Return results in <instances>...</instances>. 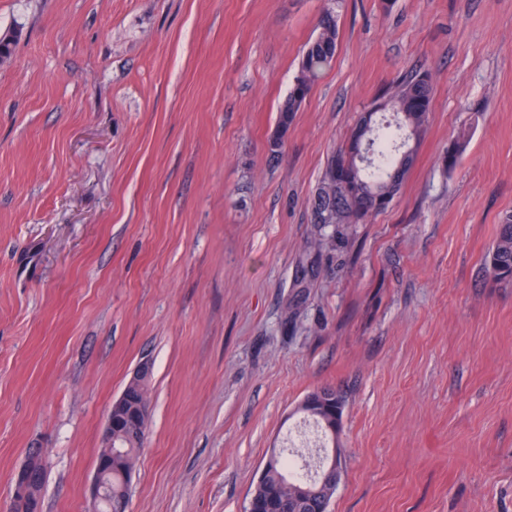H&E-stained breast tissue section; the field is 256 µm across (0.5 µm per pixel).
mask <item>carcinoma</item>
I'll return each instance as SVG.
<instances>
[{
	"mask_svg": "<svg viewBox=\"0 0 512 512\" xmlns=\"http://www.w3.org/2000/svg\"><path fill=\"white\" fill-rule=\"evenodd\" d=\"M319 34L303 52L299 75L288 97L280 106L274 136L269 141V150L276 154L288 135L296 112L306 100L312 84L321 71L336 55L338 32L335 15L327 10L318 21ZM431 103V85L425 72L415 71L405 75L392 90L373 104L380 112L391 113L394 120L386 125L377 123L370 112L360 118L351 134L347 147L340 148L328 161L311 201V210L318 202H327L330 213L326 217L313 219L322 226L341 224L350 227L363 224L379 212L376 200L392 202L399 193L410 166L404 162L409 142L420 139L428 123ZM487 272L495 279L512 278V215L503 218L499 233L490 255ZM345 406H331L315 418L316 426L324 434L338 436ZM129 422L116 423L115 443L118 448L112 458V468L105 473L109 486L106 498L98 512H119L120 501L129 500L130 480L136 456L143 443H134L126 438ZM294 461L286 456L268 464L256 484L253 493L273 499L287 501L283 512H301L302 500L312 495L319 502L330 503L336 489L321 487L317 491H306L313 480L298 476L289 479L286 471ZM45 480L43 462L33 463L32 487L29 499L40 495Z\"/></svg>",
	"mask_w": 512,
	"mask_h": 512,
	"instance_id": "obj_1",
	"label": "carcinoma"
}]
</instances>
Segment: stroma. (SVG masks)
Here are the masks:
<instances>
[{
    "label": "stroma",
    "mask_w": 512,
    "mask_h": 512,
    "mask_svg": "<svg viewBox=\"0 0 512 512\" xmlns=\"http://www.w3.org/2000/svg\"><path fill=\"white\" fill-rule=\"evenodd\" d=\"M328 9L335 58L271 155ZM6 35L0 502L41 448L43 512H92L147 360L129 512H244L329 386V512H512V279L485 272L512 214V0H0ZM414 70L432 100L399 194L313 249L330 156ZM340 392L342 405L336 412V406H329L328 409L324 410L319 417H312L316 423H314L321 433L326 436L327 433L338 436L341 429V422L346 406V395L338 388H333L319 392L318 395L310 398L308 401L304 400L302 403V410L310 415L309 407L311 406H327L337 404L340 400Z\"/></svg>",
    "instance_id": "obj_1"
}]
</instances>
